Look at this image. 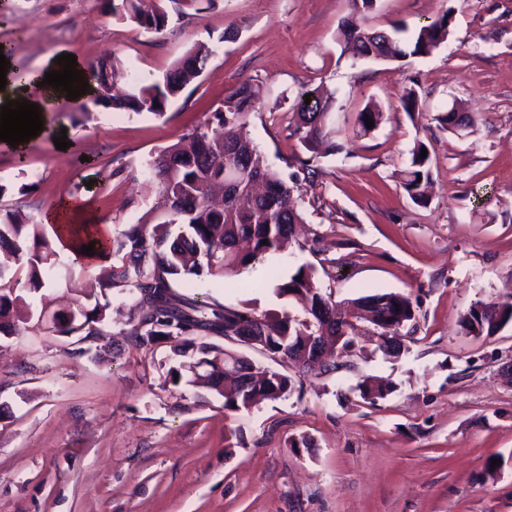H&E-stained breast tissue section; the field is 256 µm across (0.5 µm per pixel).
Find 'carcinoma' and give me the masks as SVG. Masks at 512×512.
<instances>
[{
    "mask_svg": "<svg viewBox=\"0 0 512 512\" xmlns=\"http://www.w3.org/2000/svg\"><path fill=\"white\" fill-rule=\"evenodd\" d=\"M143 0H109L112 16L135 23L146 30L161 31L168 22L165 7L142 8ZM449 12L415 28L411 36L401 37L407 28L391 31L361 28L345 19L339 36L354 54L375 61H404L425 57L447 42L451 34ZM213 49L198 43L177 60L162 79L142 85L117 97L112 93L115 65L111 55L88 69L95 84L94 103L117 111L165 115L168 102L184 92L202 72ZM260 98L259 86L241 82L225 102L224 109L210 113L208 120L183 133L175 142L159 150L146 163L160 199L145 212L139 223L108 234L107 274L96 279L101 296L113 295L131 300L130 328L112 332L124 337L135 348H148L161 340L193 343L196 336H215L224 340L246 334L254 346L273 355L300 346L308 354L318 341L339 344L342 352L352 348L354 324L349 318L357 309L370 311V323L383 339L382 347L397 354L398 333L416 320L408 296L400 292L376 293L348 302L341 309L315 284V269L299 266L288 278L274 284L277 296L300 306V312L255 313L248 306L231 307L213 301H200L173 289L181 276L204 279L240 275L266 255L291 245L295 228L304 222L294 200L297 186L289 184L265 155L243 134L251 111ZM310 104L300 96L298 122L293 135L310 157L298 159L304 169L317 157L342 152L343 145L331 136L328 111L331 96L324 91L310 92ZM379 125L383 112L368 105L358 113L360 131L370 132L365 117ZM437 122L452 131L467 126L471 118L462 112H445ZM422 142L411 149L403 188L418 205L427 203L424 188L431 175V157H421ZM0 252L11 257L16 268L0 265V333L12 336L21 329L68 338L80 335L97 340L105 335L110 302H95L90 310L82 307L55 311L49 317L33 314L20 306L17 289L42 290L49 279L63 271L87 266L75 255L52 246L45 225L30 220L18 209L0 213ZM301 280H296V277ZM512 324V300L486 311L475 304L459 321L460 331L474 337H491ZM195 361H183L169 370L188 386L202 387L224 399L229 413L247 410L260 397L276 400L294 389L292 378L265 366L253 365L254 383L244 386L224 379V364L234 350L202 342L196 347ZM365 400L382 399L390 386L364 379L358 385Z\"/></svg>",
    "mask_w": 512,
    "mask_h": 512,
    "instance_id": "1",
    "label": "carcinoma"
}]
</instances>
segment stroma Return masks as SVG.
Wrapping results in <instances>:
<instances>
[{
  "instance_id": "35a3bbf8",
  "label": "stroma",
  "mask_w": 512,
  "mask_h": 512,
  "mask_svg": "<svg viewBox=\"0 0 512 512\" xmlns=\"http://www.w3.org/2000/svg\"><path fill=\"white\" fill-rule=\"evenodd\" d=\"M447 10L448 41L405 64L345 51L337 28L348 0H216L200 13L169 10L159 33L112 17L105 0H0V46L19 71L59 50L87 65L110 54L131 90L194 44L214 49L164 118L57 102L24 164L0 148V208L41 223L71 197L101 223H137L156 198L141 176L150 156L249 80L261 95L246 133L297 175L303 229L320 239L317 252L271 254L258 271L273 281L310 263L334 301L402 292L417 317L395 357L360 323L346 369L332 373L239 347L292 376L295 390L231 417L220 396L173 384L175 342L138 350L117 336L24 330L0 340V512H512V325L480 338L458 325L475 303L512 297V0H377L359 21L411 29ZM317 87L332 95L344 150L315 160L309 177L296 172L292 130L299 92ZM411 90L412 115L402 108ZM369 104L384 118L364 134L355 121ZM454 107L471 127L436 122ZM61 133L80 153L54 148ZM419 141L432 159L423 206L402 188ZM89 285L76 271L25 299L36 313L89 309ZM174 289L259 313L293 307L270 286L247 292L231 280L179 278ZM367 377L389 394L364 400Z\"/></svg>"
}]
</instances>
